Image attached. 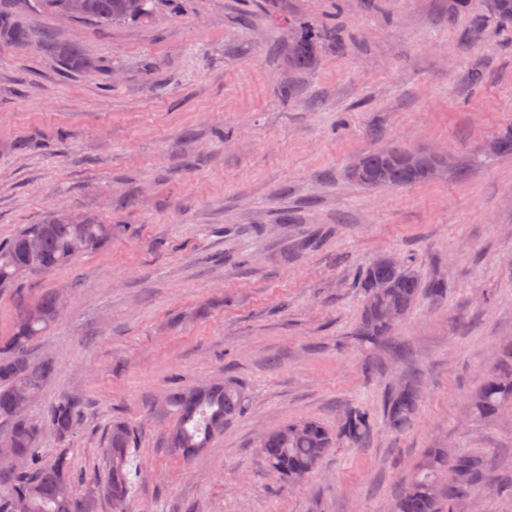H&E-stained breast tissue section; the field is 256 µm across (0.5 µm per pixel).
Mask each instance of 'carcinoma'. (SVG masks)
<instances>
[{
	"mask_svg": "<svg viewBox=\"0 0 512 512\" xmlns=\"http://www.w3.org/2000/svg\"><path fill=\"white\" fill-rule=\"evenodd\" d=\"M173 0H142L140 11L133 15L126 0H38L39 6L61 15L78 3L77 18L102 24L144 22L172 6ZM485 9L497 21L512 27V0H485ZM338 41L336 25L329 23L300 26L297 42L290 47L288 62L298 72L312 69L319 57L323 40ZM30 40L29 33L15 24L9 14L0 11V45H21ZM67 68H91L75 43L57 48ZM417 165L405 163L408 156ZM368 173L384 189H397L429 181L425 169L431 160L423 150L397 146L362 155ZM37 250H30L31 241ZM112 240V225L85 217L72 219L71 213L58 211L40 224H30L5 244H0V285L21 279L27 274L48 273L80 255L99 249ZM362 292L375 281L389 279L394 288L382 300L363 306L356 336L364 346L376 347L391 336L395 327L414 309L419 298L430 295L443 299L445 287L422 281L412 259L403 260V268L392 270L382 264L369 263L357 273ZM61 305L55 291L45 292L37 301L24 305L14 323L11 335L0 342V419L7 422V437L12 451L26 459L18 470L10 461L0 468V485L7 488L0 496V512H99L100 499L112 504V512H128L134 484L130 479L134 430L126 423H112L105 441L110 468L102 481L94 480L79 493L74 489L71 463L64 453L49 460L38 456V445L47 432L61 441L76 430L82 403L71 397L59 398L45 416L36 417L29 409L53 375V364L47 359L32 358V345L58 319ZM420 403L419 388L412 381L388 393L386 419L395 433L412 426ZM472 413L492 418L512 408V344H504L499 361L486 375L481 386L471 395ZM249 407L243 387L234 380L204 383L201 387H180L168 397L165 410L172 416L171 428L164 435V447L178 452L185 460L209 447L224 432V424L243 415ZM373 418L362 406L349 408L337 430L313 419L290 421L267 431L258 442L265 465L290 486L292 477L306 473L313 476L321 463L336 448L345 444L356 448L368 437ZM494 481L486 456L481 452H450L433 448L415 464V471L393 500L394 512H455L459 502H482Z\"/></svg>",
	"mask_w": 512,
	"mask_h": 512,
	"instance_id": "carcinoma-1",
	"label": "carcinoma"
}]
</instances>
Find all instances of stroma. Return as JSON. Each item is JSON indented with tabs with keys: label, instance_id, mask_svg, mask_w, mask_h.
Segmentation results:
<instances>
[{
	"label": "stroma",
	"instance_id": "1",
	"mask_svg": "<svg viewBox=\"0 0 512 512\" xmlns=\"http://www.w3.org/2000/svg\"><path fill=\"white\" fill-rule=\"evenodd\" d=\"M0 8L32 37L0 46V242L60 207L114 225L106 248L0 287V338L21 302L68 296L32 349L55 374L30 412L64 395L84 407L42 458L67 452L83 489L122 420L143 473L131 512H387L426 449L488 451L491 512H512V413L470 411L512 341V155L481 151L512 131L511 28L480 7L449 20L448 0H186L114 25ZM332 17L343 45L291 70L289 19ZM72 42L95 70L64 68L53 48ZM393 145L447 149V176L349 180L353 159ZM383 253L448 293L370 349L355 273ZM414 375L416 420L397 435L384 402ZM227 378L247 413L190 460L164 448L168 393ZM351 406L373 415L365 447L282 486L260 435L298 418L333 428Z\"/></svg>",
	"mask_w": 512,
	"mask_h": 512
}]
</instances>
